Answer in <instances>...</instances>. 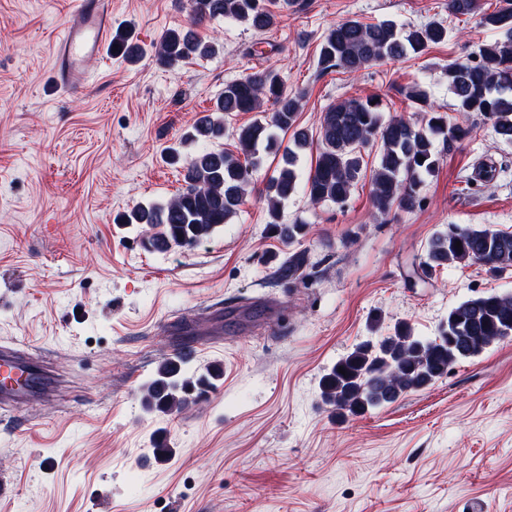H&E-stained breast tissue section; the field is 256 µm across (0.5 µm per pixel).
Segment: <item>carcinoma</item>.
I'll use <instances>...</instances> for the list:
<instances>
[{
  "instance_id": "carcinoma-1",
  "label": "carcinoma",
  "mask_w": 512,
  "mask_h": 512,
  "mask_svg": "<svg viewBox=\"0 0 512 512\" xmlns=\"http://www.w3.org/2000/svg\"><path fill=\"white\" fill-rule=\"evenodd\" d=\"M194 23L232 20L258 33L276 26L279 14L263 0H190ZM478 0H448V11L469 15ZM483 24L501 36L482 44L476 56L448 66V90L461 112H478L492 122L495 133L512 143V0L483 16ZM448 37V28L430 22L407 29L390 20L366 24L344 20L323 36L319 65L323 70L340 68L356 74L384 59H398L425 51ZM112 55L132 60L137 47L122 30L112 34ZM213 45L190 29H170L158 46L159 62L173 67L211 54ZM302 95L287 91L280 75L269 68L256 69L224 84L215 111L258 112L262 118L240 127V154L220 149L196 153L184 167L185 186L163 204H140L119 223L139 224L148 248L165 252L200 243L237 214L263 165L264 154L276 146L273 129L293 131V146L282 156L277 174L265 185L268 224L288 240L300 234L302 225L282 224L280 206L293 195L300 178L296 169L299 151L309 142L308 133L297 128ZM468 135L450 117L434 112L425 125L402 118L383 120L379 98H344L322 113L319 151L306 182L305 194L314 205L344 204L362 176L361 148L381 142V152L371 180L372 206L379 214L392 209L412 210L420 204L421 175L432 174L455 144ZM198 141L224 138V122L210 115L200 117L192 129ZM424 160H419V157ZM461 247H455L456 242ZM305 255L288 256L281 276H300ZM481 263L492 272L512 270V233L485 226H451L429 242L423 266L432 272L444 266ZM512 337V294L487 293L461 301L448 310L442 336L427 339L406 325L380 341L357 346L321 378V398L338 414L357 416L371 408L396 402L401 396L427 388L460 360L475 357L489 346ZM184 361L162 362L155 376L143 386V404L164 414L188 406L198 384H213L221 376L215 367L205 375L184 373ZM344 369L346 374L339 373Z\"/></svg>"
}]
</instances>
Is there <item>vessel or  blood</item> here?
I'll return each mask as SVG.
<instances>
[{
  "mask_svg": "<svg viewBox=\"0 0 512 512\" xmlns=\"http://www.w3.org/2000/svg\"><path fill=\"white\" fill-rule=\"evenodd\" d=\"M75 18L54 48V78L68 91L84 90L87 64L103 54L112 34V0H73ZM51 377L8 347L0 349V406L21 407L47 393Z\"/></svg>",
  "mask_w": 512,
  "mask_h": 512,
  "instance_id": "1",
  "label": "vessel or blood"
}]
</instances>
